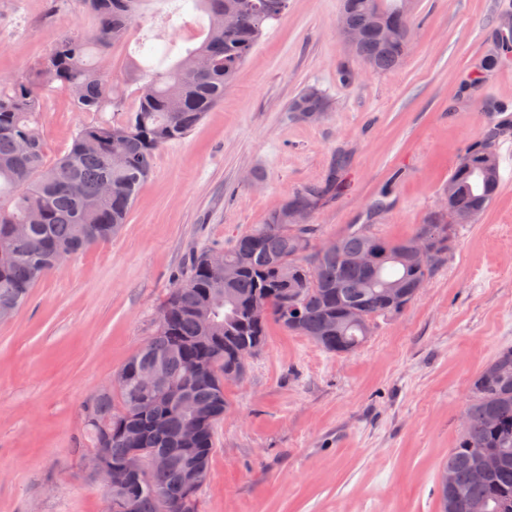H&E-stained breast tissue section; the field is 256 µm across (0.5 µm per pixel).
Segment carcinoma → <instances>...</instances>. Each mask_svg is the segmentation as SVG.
Here are the masks:
<instances>
[{
	"label": "carcinoma",
	"instance_id": "1",
	"mask_svg": "<svg viewBox=\"0 0 512 512\" xmlns=\"http://www.w3.org/2000/svg\"><path fill=\"white\" fill-rule=\"evenodd\" d=\"M142 2L83 0L94 19L90 32L59 38L33 71L0 83V311L17 313L31 289L56 268L58 256L76 255L121 230L158 150L184 139L224 99L267 24L288 8V0H191L209 17L202 42L169 67L168 52L155 62L154 48L140 44L135 68L144 84L121 120L80 127L67 152L47 160L39 132L43 92L59 85L80 112L119 108L99 50L125 36ZM400 5L401 0H342L338 22L360 34L355 55L375 73L398 68L407 54L404 38L386 40L379 33L380 26L398 20ZM173 84L183 86L181 95L170 93ZM511 128V122L501 121L468 148L450 175L464 187L454 210L474 214L475 222L498 195L500 177L477 169L470 154L494 146ZM22 142L29 144L26 153L19 151ZM343 166L338 160L325 183L292 195L286 206L311 213L336 189V170ZM440 223L448 219L436 214L400 240L377 236L369 224H350L336 237V251L320 254L313 250L314 225L290 224L285 211L273 210L224 251V264L237 269L232 283L224 284V276L205 265V254L197 256L190 275L171 288L156 333L122 366L132 373L142 364L162 365L173 385L189 384L190 407L151 420L138 403L142 390L134 377L126 389L102 390L85 406L97 420L86 424L90 446L100 447L108 430L114 464L131 452L126 433L133 430L141 433L146 456L172 448L183 452L173 464L152 471V488H115L106 476L104 492L129 502L132 512H187L183 472L199 461L209 476L215 428L230 408L226 385L238 370V354L261 349L272 322L331 354L358 350L377 318L399 312L418 297L416 289L425 288L449 249L447 235L430 236ZM15 224L29 225L26 237H13ZM422 236L429 239L424 254L392 257ZM368 251L380 254L375 264L351 261ZM394 283L405 296L392 304L385 289ZM225 288L231 302L212 312L216 335L194 310L204 294ZM256 300L266 307L261 315L251 312ZM350 308L359 309L365 323L329 331L327 326L340 322ZM464 418L467 425L438 472L439 512H512V348L500 350L473 379ZM445 473L451 476L448 484ZM156 489L170 496L163 501Z\"/></svg>",
	"mask_w": 512,
	"mask_h": 512
}]
</instances>
